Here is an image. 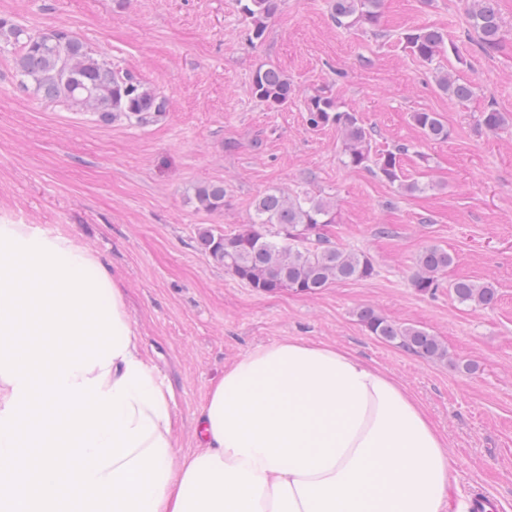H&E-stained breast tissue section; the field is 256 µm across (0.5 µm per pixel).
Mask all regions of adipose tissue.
<instances>
[{
  "instance_id": "ef3b65f1",
  "label": "adipose tissue",
  "mask_w": 512,
  "mask_h": 512,
  "mask_svg": "<svg viewBox=\"0 0 512 512\" xmlns=\"http://www.w3.org/2000/svg\"><path fill=\"white\" fill-rule=\"evenodd\" d=\"M173 404L119 275L68 232L0 221V512H447L445 438L338 345L227 366L178 466Z\"/></svg>"
}]
</instances>
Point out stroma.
<instances>
[{
    "label": "stroma",
    "instance_id": "35a3bbf8",
    "mask_svg": "<svg viewBox=\"0 0 512 512\" xmlns=\"http://www.w3.org/2000/svg\"><path fill=\"white\" fill-rule=\"evenodd\" d=\"M497 8L505 37L487 54L466 0H383L367 30L338 27L329 0H283L255 45L237 0H0V18L73 32L167 102L150 124L104 125L22 91L11 49L0 50V219L69 232L120 275L148 362L174 396L178 456L197 451V414L225 366L290 337L334 343L422 403L457 472L452 503L484 489L512 512V121L495 133L479 124L491 104L512 117V0ZM424 25L453 43L440 65L472 86L469 101L441 92L432 66L404 49L402 33ZM268 63L295 90L277 111L252 92ZM316 94L357 113L374 149L406 146V179L431 190L408 195L345 167L336 127L307 121ZM416 112L439 115L448 140L425 139ZM210 182L226 190L222 211L190 201ZM272 188L331 200L328 236L369 254L376 276L315 296L262 293L199 249L200 229H238ZM429 245L453 255L448 279L493 283L495 305H459L444 287L417 293L410 277ZM364 305L438 336L448 362L372 336L356 316Z\"/></svg>",
    "mask_w": 512,
    "mask_h": 512
}]
</instances>
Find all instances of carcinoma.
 <instances>
[{"label":"carcinoma","mask_w":512,"mask_h":512,"mask_svg":"<svg viewBox=\"0 0 512 512\" xmlns=\"http://www.w3.org/2000/svg\"><path fill=\"white\" fill-rule=\"evenodd\" d=\"M382 0H330L331 15L339 27L373 26L379 18ZM281 0H246L240 10L249 20L253 42L265 38L268 23L280 10ZM468 17L483 52L497 50L503 29L495 0H468ZM404 47L420 61L430 65L446 54L448 36L427 26L416 27L401 37ZM0 44L13 50V67L23 87H30L41 98L61 102L82 112H91L99 122L110 124L125 119L146 125L166 111V101L129 71L119 70L89 49L66 29L43 32L35 41L30 29L0 19ZM441 91L465 101L472 87L451 72L437 77ZM253 94L272 108L288 105L293 87L279 68L266 64L256 69ZM308 123L313 128L334 125L343 137V164L350 169H369L383 180L398 184L407 193L422 192L426 186L403 179L401 156L407 148L382 152L373 150L372 133L354 112L339 110L328 96L314 95L307 103ZM415 125L426 138L445 141L448 125L434 112L412 114ZM480 124L495 132L508 124L506 113L493 105L481 113ZM224 185L207 183L194 190L197 207L207 211L224 209ZM336 222L331 202L307 193L292 195L278 188L260 195L250 222L234 231L203 228L197 243L215 263L242 283L266 293L282 289L313 296L326 288L347 281L368 280L376 269L363 251L334 245L324 233ZM453 256L430 245L416 258L411 285L421 294H433L442 286ZM449 293L460 305L488 308L497 300L496 288L488 282L467 277L454 279ZM358 321L380 339L421 357L448 360V350L424 329L404 326L383 316L372 306L357 311Z\"/></svg>","instance_id":"cac0c4a2"}]
</instances>
